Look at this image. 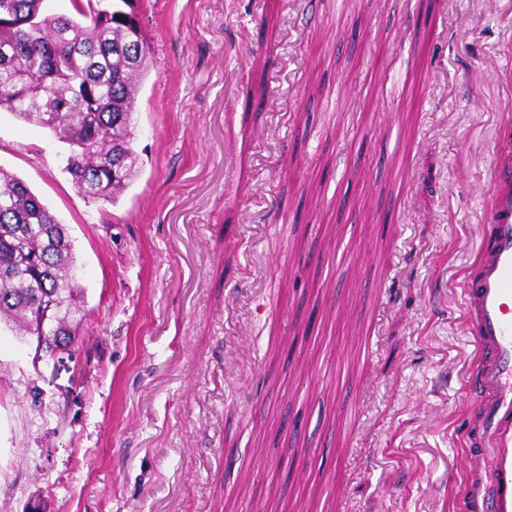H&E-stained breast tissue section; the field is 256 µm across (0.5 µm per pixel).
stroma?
Here are the masks:
<instances>
[{
	"label": "stroma",
	"instance_id": "obj_1",
	"mask_svg": "<svg viewBox=\"0 0 512 512\" xmlns=\"http://www.w3.org/2000/svg\"><path fill=\"white\" fill-rule=\"evenodd\" d=\"M137 8L153 66L117 204L0 114L84 314L58 368L0 324V512H456L512 0Z\"/></svg>",
	"mask_w": 512,
	"mask_h": 512
}]
</instances>
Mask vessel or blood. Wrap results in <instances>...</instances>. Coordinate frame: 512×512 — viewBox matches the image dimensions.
<instances>
[{
  "label": "vessel or blood",
  "mask_w": 512,
  "mask_h": 512,
  "mask_svg": "<svg viewBox=\"0 0 512 512\" xmlns=\"http://www.w3.org/2000/svg\"><path fill=\"white\" fill-rule=\"evenodd\" d=\"M491 245L463 279L478 347L467 387L475 399L462 512H512V150L496 151L487 213Z\"/></svg>",
  "instance_id": "b4317fda"
}]
</instances>
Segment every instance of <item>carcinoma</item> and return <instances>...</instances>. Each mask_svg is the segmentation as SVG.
Masks as SVG:
<instances>
[{
    "instance_id": "cac0c4a2",
    "label": "carcinoma",
    "mask_w": 512,
    "mask_h": 512,
    "mask_svg": "<svg viewBox=\"0 0 512 512\" xmlns=\"http://www.w3.org/2000/svg\"><path fill=\"white\" fill-rule=\"evenodd\" d=\"M0 0V112L52 131L68 145L65 171L78 193L116 204L136 174L133 115L152 64L133 40L135 0ZM65 225L17 176L0 168V320L39 336L52 305V345L66 350L82 319Z\"/></svg>"
}]
</instances>
